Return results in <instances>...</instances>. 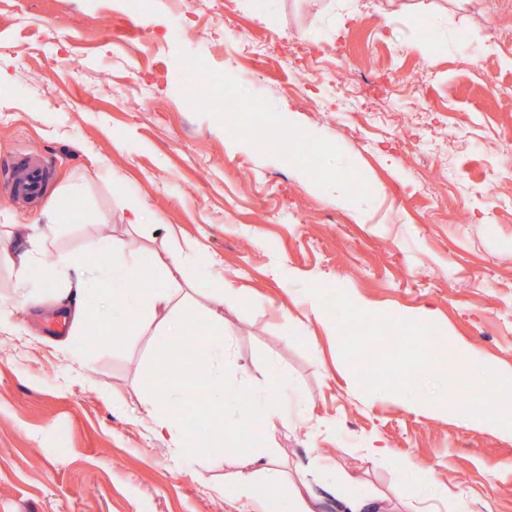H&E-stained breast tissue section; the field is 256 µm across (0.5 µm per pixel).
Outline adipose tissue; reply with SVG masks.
Instances as JSON below:
<instances>
[{
	"mask_svg": "<svg viewBox=\"0 0 512 512\" xmlns=\"http://www.w3.org/2000/svg\"><path fill=\"white\" fill-rule=\"evenodd\" d=\"M59 210L46 209L35 224H14L10 235L23 243V250L0 254V259L7 261L17 275H24L34 255L43 249L51 233L60 223ZM199 267L208 266L209 261L203 247L197 246L180 253L171 263L160 262L153 266V278L144 281V264L139 256L133 255L123 263L100 272L107 288L102 293V300L112 305L113 312L128 314L132 323L120 322L105 331L106 340L113 344L123 343L132 328H144L146 322L156 324L159 335L173 339L182 334L186 321L196 316V306L192 295L176 297L173 286L178 276L182 275L186 264ZM86 265L85 257L79 255H59L55 271L61 276L54 288L48 289L45 301L62 311L64 319L69 320L72 330H87L89 321L85 299L87 297V278L78 274ZM209 304L204 314L208 325L203 328V335L209 336L210 344L203 356L206 360L207 395L214 411H222L225 405H234L245 422L253 418H262L273 425L284 421L282 400L285 385L281 378H273L265 389L261 399L255 400L233 385L224 381V292L216 290L208 296ZM191 355L168 352L165 357L164 370L159 377L160 390L154 391L152 399L143 403V412L149 417L157 434H168L173 447H182L185 441L183 432L164 414L159 412L157 401L161 398L189 403L194 394L187 379L193 366ZM272 455H256L251 459V466L229 475L228 480L234 486L239 498L250 504L253 512H316L315 508L300 495L278 497L264 490L257 484V474H274Z\"/></svg>",
	"mask_w": 512,
	"mask_h": 512,
	"instance_id": "obj_1",
	"label": "adipose tissue"
}]
</instances>
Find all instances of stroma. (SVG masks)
<instances>
[{"instance_id":"35a3bbf8","label":"stroma","mask_w":512,"mask_h":512,"mask_svg":"<svg viewBox=\"0 0 512 512\" xmlns=\"http://www.w3.org/2000/svg\"><path fill=\"white\" fill-rule=\"evenodd\" d=\"M183 4L0 0V225L65 215L28 287L61 253L103 268L202 243L214 268L177 285L201 306L217 280L236 289L225 382L258 396L285 378L287 422L263 437L277 492L307 480L336 512L348 475L386 512L443 492L453 512H512V433L366 394L336 317L305 290L398 318L431 312L441 347L512 376V0ZM183 14L187 34L169 37ZM199 62L208 100L175 97ZM257 123L296 130L315 164L274 138L252 146L239 130ZM24 155L54 162L32 201L11 192ZM341 173L352 188L337 201L322 185ZM132 201L144 232L128 223ZM17 286L0 262V296L34 332H0V512H241L224 480L247 454L171 447L142 418L167 353L153 329L91 345ZM181 423L194 441L247 434L203 394Z\"/></svg>"}]
</instances>
